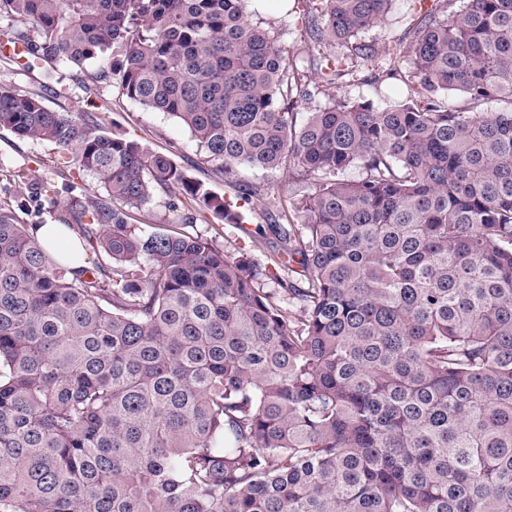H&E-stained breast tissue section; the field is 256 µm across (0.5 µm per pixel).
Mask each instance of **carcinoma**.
Here are the masks:
<instances>
[{
  "label": "carcinoma",
  "instance_id": "carcinoma-1",
  "mask_svg": "<svg viewBox=\"0 0 512 512\" xmlns=\"http://www.w3.org/2000/svg\"><path fill=\"white\" fill-rule=\"evenodd\" d=\"M242 2L0 0L49 81L120 49L99 78L235 191L0 86V128L102 189L62 218L110 259L64 265L0 206V512H512V0H416L419 35L382 55L361 34L394 0H306L322 53L299 65ZM367 62L410 93L297 123ZM286 163L314 183L269 253L261 230L230 255L130 224L164 191L176 221L238 227L239 169Z\"/></svg>",
  "mask_w": 512,
  "mask_h": 512
}]
</instances>
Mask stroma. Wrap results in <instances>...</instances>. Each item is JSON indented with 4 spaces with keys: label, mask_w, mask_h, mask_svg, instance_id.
<instances>
[{
    "label": "stroma",
    "mask_w": 512,
    "mask_h": 512,
    "mask_svg": "<svg viewBox=\"0 0 512 512\" xmlns=\"http://www.w3.org/2000/svg\"><path fill=\"white\" fill-rule=\"evenodd\" d=\"M260 18L277 31L286 58L312 53L302 0H265ZM418 21V14L408 0H395L386 21L367 31L364 40L380 51L393 48L411 36ZM111 62L107 56L65 72L59 82L53 83L51 91L44 92L47 104L57 110L96 113L107 131L171 156L213 194L233 196L223 173L206 161L203 149L184 126L165 113L133 102L118 84L98 80L99 71L108 68ZM240 176L257 192L254 207L246 214V231L222 224L209 211L199 209L193 213L191 233L201 234L230 250L249 249L250 231L267 224L270 217L292 212L313 182L311 175L293 167L265 172L244 170ZM46 182L56 187L57 198L37 196V187ZM97 193L88 173L74 165L66 168L59 164L53 144L0 129V204L13 207L25 223H57L63 202L73 196L83 199Z\"/></svg>",
    "instance_id": "stroma-1"
}]
</instances>
